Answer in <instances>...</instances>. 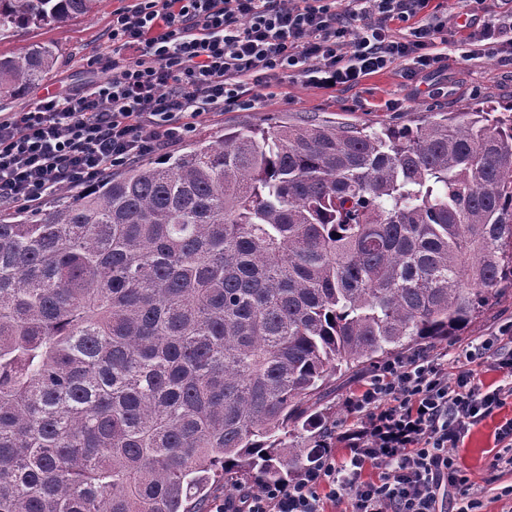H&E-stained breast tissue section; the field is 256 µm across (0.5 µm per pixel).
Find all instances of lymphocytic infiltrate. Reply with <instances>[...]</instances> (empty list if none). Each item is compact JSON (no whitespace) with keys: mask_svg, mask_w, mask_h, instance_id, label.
<instances>
[{"mask_svg":"<svg viewBox=\"0 0 512 512\" xmlns=\"http://www.w3.org/2000/svg\"><path fill=\"white\" fill-rule=\"evenodd\" d=\"M429 0H131L112 12L111 77L49 93L0 117V207L40 209L138 157L177 144L207 116L249 109L257 89L302 77L320 89L353 87L393 66L438 73L449 52L475 63L512 61V20L471 15L464 42L454 19L419 21ZM512 374V335L463 349L449 376L422 349L377 369L348 400L356 424L339 431L343 457L324 451L296 481L225 499L215 512H482L484 490L449 451L512 398L481 389L476 356Z\"/></svg>","mask_w":512,"mask_h":512,"instance_id":"1","label":"lymphocytic infiltrate"}]
</instances>
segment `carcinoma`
Returning <instances> with one entry per match:
<instances>
[{
    "instance_id": "cac0c4a2",
    "label": "carcinoma",
    "mask_w": 512,
    "mask_h": 512,
    "mask_svg": "<svg viewBox=\"0 0 512 512\" xmlns=\"http://www.w3.org/2000/svg\"><path fill=\"white\" fill-rule=\"evenodd\" d=\"M100 0H0V40ZM55 49L0 56V97ZM512 292V104L226 129L0 214V512H205L324 449L341 373Z\"/></svg>"
}]
</instances>
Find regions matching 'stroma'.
<instances>
[{
	"instance_id": "1",
	"label": "stroma",
	"mask_w": 512,
	"mask_h": 512,
	"mask_svg": "<svg viewBox=\"0 0 512 512\" xmlns=\"http://www.w3.org/2000/svg\"><path fill=\"white\" fill-rule=\"evenodd\" d=\"M121 0H102L95 14L59 24L31 27L14 37L0 40V54L13 55L34 43L51 44L57 52V64L51 78L36 85L25 96L0 98V114L24 112L48 93H62L92 80L105 78L102 69L87 65L89 57L104 51L106 33L112 24V12ZM512 100V63L491 60L465 65L458 55L448 58V68L409 81L400 68L368 76L359 85L324 91L291 78L261 99L255 108L219 113L203 119L195 135L205 138L226 127L268 126L307 120L366 124L375 128L395 124L412 126L422 112H452L476 104H497ZM512 322V295L493 298L470 323L462 336L437 343V350L448 355L449 373L457 371V353L461 346L483 336L498 334L502 325ZM366 372H350L324 390L317 402L319 409L336 417L337 425L353 423L357 415L346 405L348 397L366 379ZM512 418V400L473 428L452 454L471 481L487 490L483 512H512V497L502 496L512 486V472L491 467L496 453L493 433L503 421Z\"/></svg>"
}]
</instances>
